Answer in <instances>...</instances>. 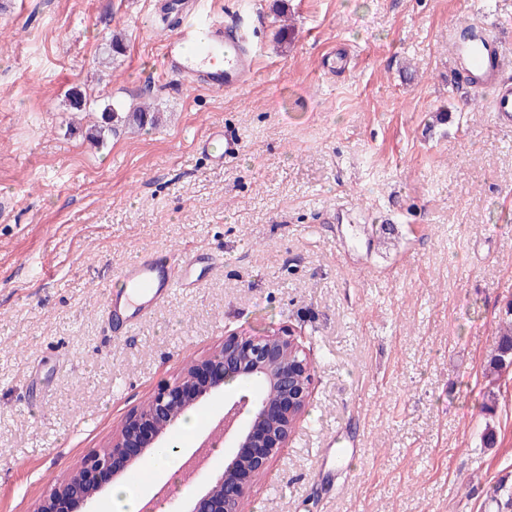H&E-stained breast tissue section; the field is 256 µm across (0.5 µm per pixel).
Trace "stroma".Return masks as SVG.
<instances>
[{
	"mask_svg": "<svg viewBox=\"0 0 512 512\" xmlns=\"http://www.w3.org/2000/svg\"><path fill=\"white\" fill-rule=\"evenodd\" d=\"M161 2L0 0V512H33L225 335L282 327L311 397L245 512H512V368L486 378L512 127L448 66L449 28L499 30L512 0H198L249 35L233 93L163 73ZM75 90L162 122L91 142ZM215 127L235 159L199 150ZM193 251L194 287L114 336L120 269Z\"/></svg>",
	"mask_w": 512,
	"mask_h": 512,
	"instance_id": "1",
	"label": "stroma"
}]
</instances>
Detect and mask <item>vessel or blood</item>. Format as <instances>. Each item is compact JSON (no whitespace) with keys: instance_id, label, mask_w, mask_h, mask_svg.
<instances>
[{"instance_id":"b4317fda","label":"vessel or blood","mask_w":512,"mask_h":512,"mask_svg":"<svg viewBox=\"0 0 512 512\" xmlns=\"http://www.w3.org/2000/svg\"><path fill=\"white\" fill-rule=\"evenodd\" d=\"M453 68L474 91L491 93L492 110L512 122V53L502 36L480 27L468 41L450 32ZM164 66L195 88H223L234 92L254 71L255 58L236 23L204 19L173 32L164 44ZM122 287L109 292L104 313L117 330L146 319L152 306L168 297L173 284L191 287L192 261L171 254L145 253L120 272Z\"/></svg>"}]
</instances>
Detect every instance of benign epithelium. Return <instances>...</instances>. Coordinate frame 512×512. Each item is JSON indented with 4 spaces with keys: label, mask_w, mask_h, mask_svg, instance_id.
Listing matches in <instances>:
<instances>
[{
    "label": "benign epithelium",
    "mask_w": 512,
    "mask_h": 512,
    "mask_svg": "<svg viewBox=\"0 0 512 512\" xmlns=\"http://www.w3.org/2000/svg\"><path fill=\"white\" fill-rule=\"evenodd\" d=\"M300 352L290 331L263 337L238 333L224 337L220 347L188 365L173 384L127 419L109 445L39 500L34 512H57L56 504L62 499L77 506L93 501L104 490L96 479L99 473L110 471L113 480H122L159 448L182 457L174 433L186 413L224 391L226 385L253 381L258 390L224 402L208 433L182 465L189 478L224 446L228 452L222 472L207 478L187 506L170 503L171 512H242L253 480L278 449L287 447L308 405L311 374ZM244 448L253 452L245 454Z\"/></svg>",
    "instance_id": "benign-epithelium-1"
}]
</instances>
